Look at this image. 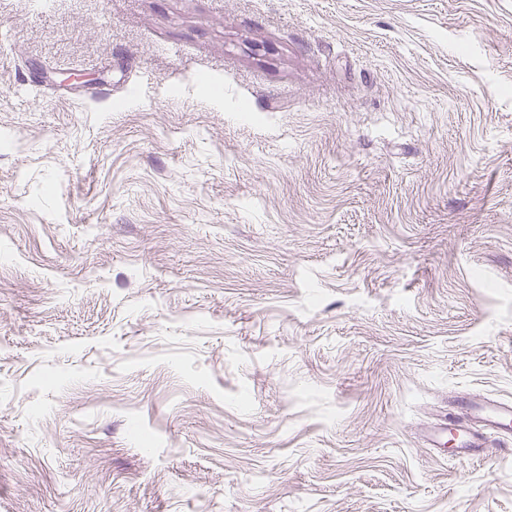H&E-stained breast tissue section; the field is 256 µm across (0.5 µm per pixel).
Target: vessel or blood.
Wrapping results in <instances>:
<instances>
[{
  "label": "vessel or blood",
  "instance_id": "b4317fda",
  "mask_svg": "<svg viewBox=\"0 0 512 512\" xmlns=\"http://www.w3.org/2000/svg\"><path fill=\"white\" fill-rule=\"evenodd\" d=\"M463 413L457 418L458 455L469 461L484 456L489 442L487 433H495L498 445L512 446V402L508 400L483 398L463 404Z\"/></svg>",
  "mask_w": 512,
  "mask_h": 512
}]
</instances>
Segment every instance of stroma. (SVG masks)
Returning a JSON list of instances; mask_svg holds the SVG:
<instances>
[{
  "label": "stroma",
  "instance_id": "1",
  "mask_svg": "<svg viewBox=\"0 0 512 512\" xmlns=\"http://www.w3.org/2000/svg\"><path fill=\"white\" fill-rule=\"evenodd\" d=\"M484 395L512 0H0V512H512ZM462 416L454 419L458 426V458L469 461L483 458L485 448L491 444L483 432L474 429L471 425L473 419H479L489 433L498 437L497 445L501 450L512 451V402L508 400L485 397L463 403Z\"/></svg>",
  "mask_w": 512,
  "mask_h": 512
}]
</instances>
